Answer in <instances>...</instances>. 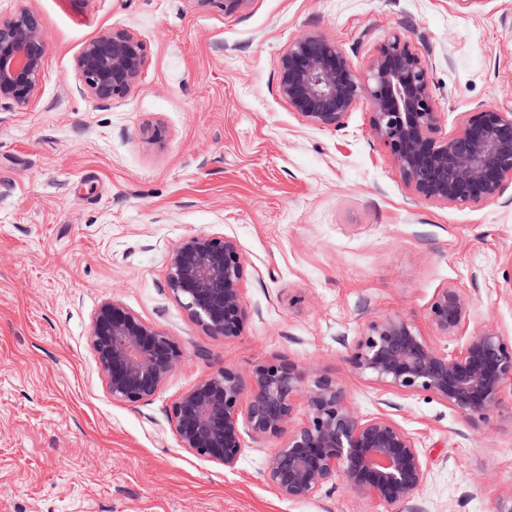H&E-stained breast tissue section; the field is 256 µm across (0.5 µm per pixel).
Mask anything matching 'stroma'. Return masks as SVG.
Returning <instances> with one entry per match:
<instances>
[{
  "label": "stroma",
  "instance_id": "stroma-1",
  "mask_svg": "<svg viewBox=\"0 0 512 512\" xmlns=\"http://www.w3.org/2000/svg\"><path fill=\"white\" fill-rule=\"evenodd\" d=\"M27 9L46 56L36 98L0 103V512H491L512 493V416L484 423L353 370L341 337L403 317L431 335L442 288L469 325L512 337V185L479 207L417 199L360 103L344 128L305 124L278 94L304 33L357 70L403 35L428 62L442 128L479 105L512 108V0H0ZM110 30L146 45L139 82L102 102L75 59ZM163 130L150 138L149 127ZM191 234L235 239L243 334L209 335L166 285ZM173 337L185 357L156 395L112 400L89 343L107 301ZM260 359L338 379L365 415L388 410L430 473L397 507L325 487L291 503L264 479L267 443L235 471L181 448L171 406L207 374Z\"/></svg>",
  "mask_w": 512,
  "mask_h": 512
}]
</instances>
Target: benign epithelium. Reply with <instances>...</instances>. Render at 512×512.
I'll use <instances>...</instances> for the list:
<instances>
[{
    "mask_svg": "<svg viewBox=\"0 0 512 512\" xmlns=\"http://www.w3.org/2000/svg\"><path fill=\"white\" fill-rule=\"evenodd\" d=\"M46 44L35 15L21 10L0 21V101L24 108L36 97ZM144 43L112 30L91 40L75 60L83 90L97 100L128 95L137 85ZM279 96L310 126L338 130L361 102L371 108L374 137L420 200L478 206L512 185V110L480 105L458 130L442 131L429 65L394 33L374 49L367 73L327 38L292 40L279 63ZM245 267L236 240L184 237L170 255L166 284L210 335H242L250 312L243 299ZM434 336L464 340L448 350L403 318H372L353 342L341 339L348 362L406 396L426 394L470 420L488 422L506 408L512 387V338L486 325L466 335L469 299L440 289L429 310ZM112 399L136 404L153 397L181 362L178 344L117 301L98 309L89 334ZM302 417H297L298 409ZM180 447L233 471L245 437L275 441L266 481L290 502L325 486L393 507L412 501L429 469L417 439L385 413L360 414L342 383L307 364L256 362L248 378L224 367L202 378L172 405Z\"/></svg>",
    "mask_w": 512,
    "mask_h": 512,
    "instance_id": "benign-epithelium-1",
    "label": "benign epithelium"
}]
</instances>
